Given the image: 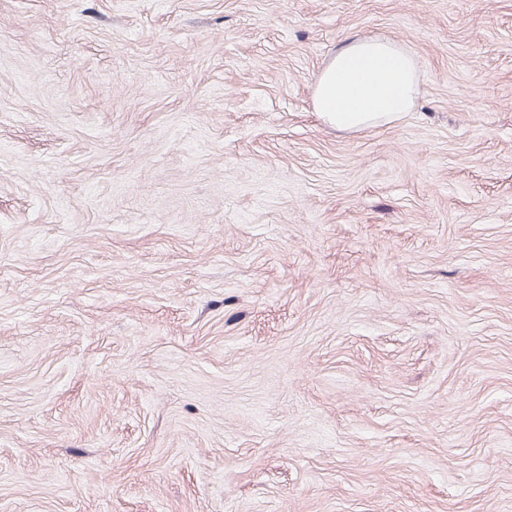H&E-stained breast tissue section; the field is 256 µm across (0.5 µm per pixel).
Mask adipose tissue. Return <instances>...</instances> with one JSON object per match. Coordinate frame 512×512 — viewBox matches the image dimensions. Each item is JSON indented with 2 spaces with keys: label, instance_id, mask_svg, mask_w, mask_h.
Masks as SVG:
<instances>
[{
  "label": "adipose tissue",
  "instance_id": "1",
  "mask_svg": "<svg viewBox=\"0 0 512 512\" xmlns=\"http://www.w3.org/2000/svg\"><path fill=\"white\" fill-rule=\"evenodd\" d=\"M418 94L419 72L410 53L389 39L354 36L322 69L313 107L328 126L361 131L397 121Z\"/></svg>",
  "mask_w": 512,
  "mask_h": 512
}]
</instances>
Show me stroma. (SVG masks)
I'll use <instances>...</instances> for the list:
<instances>
[{
	"label": "stroma",
	"instance_id": "obj_1",
	"mask_svg": "<svg viewBox=\"0 0 512 512\" xmlns=\"http://www.w3.org/2000/svg\"><path fill=\"white\" fill-rule=\"evenodd\" d=\"M0 512H512V0H0ZM418 94L419 72L410 53L389 39L354 36L322 69L313 107L328 126L361 131L397 121Z\"/></svg>",
	"mask_w": 512,
	"mask_h": 512
}]
</instances>
